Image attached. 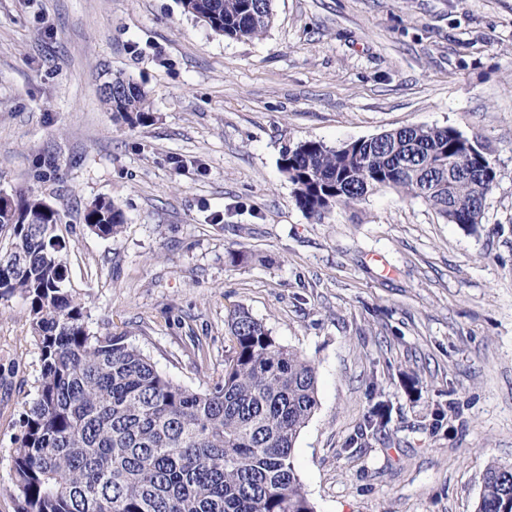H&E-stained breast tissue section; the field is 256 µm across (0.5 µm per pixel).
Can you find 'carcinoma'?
Here are the masks:
<instances>
[{"label":"carcinoma","mask_w":512,"mask_h":512,"mask_svg":"<svg viewBox=\"0 0 512 512\" xmlns=\"http://www.w3.org/2000/svg\"><path fill=\"white\" fill-rule=\"evenodd\" d=\"M183 11L228 38L254 39L274 0H180ZM102 101L130 125L153 119L145 91L115 75ZM281 171L298 207L320 222L382 188L417 197L475 230L497 172L489 148L453 127H405L329 147L288 150ZM0 207V298L20 297L39 350L35 396L25 403L12 458L17 512H315L295 467V443L318 408L317 371L239 308L228 320L232 355L203 391L159 372L124 333L90 330L69 279L60 212L17 191ZM84 223L101 237L125 215L99 198ZM378 403L350 445L388 423ZM476 512H512V465L485 470Z\"/></svg>","instance_id":"carcinoma-1"}]
</instances>
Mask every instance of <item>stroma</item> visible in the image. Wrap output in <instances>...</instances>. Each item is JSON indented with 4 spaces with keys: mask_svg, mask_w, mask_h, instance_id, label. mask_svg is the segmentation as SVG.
I'll return each mask as SVG.
<instances>
[{
    "mask_svg": "<svg viewBox=\"0 0 512 512\" xmlns=\"http://www.w3.org/2000/svg\"><path fill=\"white\" fill-rule=\"evenodd\" d=\"M274 10L238 41L179 0H0V192L60 211L90 327L127 332L173 381L207 387L240 307L314 363L295 456L315 512H475L487 465L512 464V0ZM118 73L145 90L149 124L101 101ZM408 126L491 148L478 231L393 188L321 222L298 208L286 151ZM100 197L125 214L115 237L84 223ZM39 372L24 302L0 299V512L17 510L11 460ZM380 399L384 434L348 448Z\"/></svg>",
    "mask_w": 512,
    "mask_h": 512,
    "instance_id": "stroma-1",
    "label": "stroma"
}]
</instances>
